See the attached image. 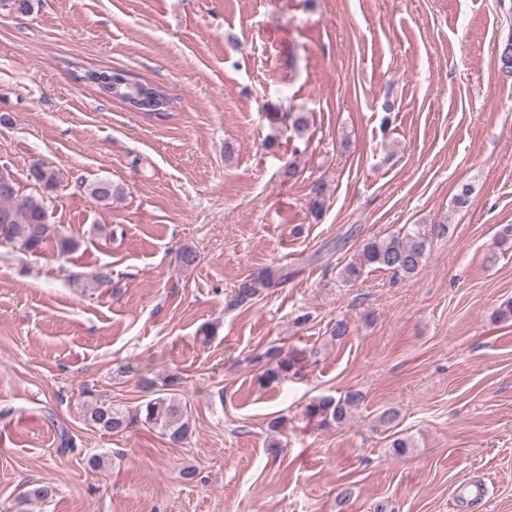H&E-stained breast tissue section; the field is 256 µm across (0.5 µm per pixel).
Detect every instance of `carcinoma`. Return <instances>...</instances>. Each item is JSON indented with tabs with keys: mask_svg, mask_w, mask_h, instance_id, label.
Wrapping results in <instances>:
<instances>
[{
	"mask_svg": "<svg viewBox=\"0 0 512 512\" xmlns=\"http://www.w3.org/2000/svg\"><path fill=\"white\" fill-rule=\"evenodd\" d=\"M32 0H0V13L7 15H27L32 11ZM496 62L499 75L512 80V32L498 42ZM108 76L102 69L84 70L80 79L102 96L112 95V99L125 104L130 110L143 116L164 122L171 117L166 92L155 83L138 75H126V79L136 86V94L141 96L134 101L125 95L112 93V85L100 83L98 79ZM30 179L46 193H51L60 185L59 170L46 163H35L29 170ZM86 192L95 201L110 204L121 191L108 178H100L88 186ZM17 183L6 166L0 167V243L17 248L22 253H37L53 243L61 254H68L78 248L72 237L58 232L49 235L41 226L48 223L45 197L17 199ZM494 244L503 250L512 249V224H501L494 235ZM428 250V233L416 225L404 236H392L366 243L361 251L339 271L344 283L358 280L366 269H384L402 279H410L423 268ZM266 363L259 381L271 384L286 378L306 355L302 351H284L273 346L263 354ZM181 377L169 374L164 378L163 390L154 397L130 408L117 400H105L96 391L86 386L82 390V401L78 407L79 419L97 432L119 434L136 427H146L158 431L169 442L181 444L192 432L191 415L187 404L177 395ZM362 396L350 392L340 399L321 396L306 406V415L341 423L347 419L351 409L358 405ZM57 489L45 483L29 490L25 497L37 501H48L55 497Z\"/></svg>",
	"mask_w": 512,
	"mask_h": 512,
	"instance_id": "carcinoma-1",
	"label": "carcinoma"
}]
</instances>
